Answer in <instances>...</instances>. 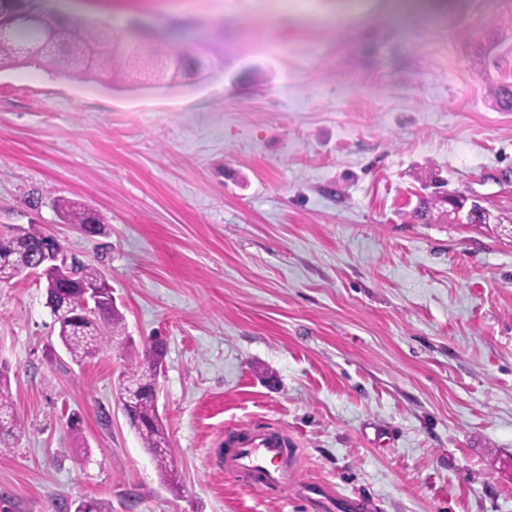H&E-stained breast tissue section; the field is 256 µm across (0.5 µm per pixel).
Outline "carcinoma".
I'll return each instance as SVG.
<instances>
[{
	"label": "carcinoma",
	"instance_id": "cac0c4a2",
	"mask_svg": "<svg viewBox=\"0 0 512 512\" xmlns=\"http://www.w3.org/2000/svg\"><path fill=\"white\" fill-rule=\"evenodd\" d=\"M18 7L32 10L39 15L37 23L31 25L21 20L14 23L11 39L0 41V67H8L20 61L38 64L35 56H17L19 48L36 43L55 34L60 27L59 20L40 0H27V4L16 3ZM58 208L67 222L78 227L89 225L94 231L103 227L99 213L67 199L58 200ZM49 234L39 225L19 227L6 235H0V283L14 279L16 266L36 269V257L47 245ZM37 275L45 280L54 299L51 308L54 323L58 325V339L69 357L76 363L96 356L104 349L123 344L125 324L112 292L104 290L97 309L98 316L84 315L87 289L98 284L103 278L99 269L91 264L77 263L75 275L61 277L53 270L37 269ZM164 344L155 339L145 347L142 360L128 368L121 384L133 392L131 405L125 410L126 420L134 429L144 448L158 462L160 476L165 482H174L175 476L168 464L169 440L166 427L158 411L157 400L151 393L163 365ZM21 430L11 397L7 369L0 366V448H11L17 433ZM74 512H112L111 503L101 499L83 500Z\"/></svg>",
	"mask_w": 512,
	"mask_h": 512
}]
</instances>
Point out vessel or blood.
<instances>
[{
    "label": "vessel or blood",
    "instance_id": "1",
    "mask_svg": "<svg viewBox=\"0 0 512 512\" xmlns=\"http://www.w3.org/2000/svg\"><path fill=\"white\" fill-rule=\"evenodd\" d=\"M294 458L284 429L235 428L224 434V470L256 490H284L314 512H370L371 503L360 495L335 493L326 483L297 481Z\"/></svg>",
    "mask_w": 512,
    "mask_h": 512
}]
</instances>
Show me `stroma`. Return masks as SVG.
Returning a JSON list of instances; mask_svg holds the SVG:
<instances>
[{
	"instance_id": "1",
	"label": "stroma",
	"mask_w": 512,
	"mask_h": 512,
	"mask_svg": "<svg viewBox=\"0 0 512 512\" xmlns=\"http://www.w3.org/2000/svg\"><path fill=\"white\" fill-rule=\"evenodd\" d=\"M202 67L143 88L0 71V234L41 225L100 268L132 340L77 364L45 288L0 284V362L22 423L0 450V512H302L224 473V431L279 426L298 477L374 512H512V0L444 19L393 0H68ZM498 216L415 215L430 178ZM105 219L87 236L55 205ZM166 342V485L118 403ZM80 415L81 436L67 421Z\"/></svg>"
}]
</instances>
